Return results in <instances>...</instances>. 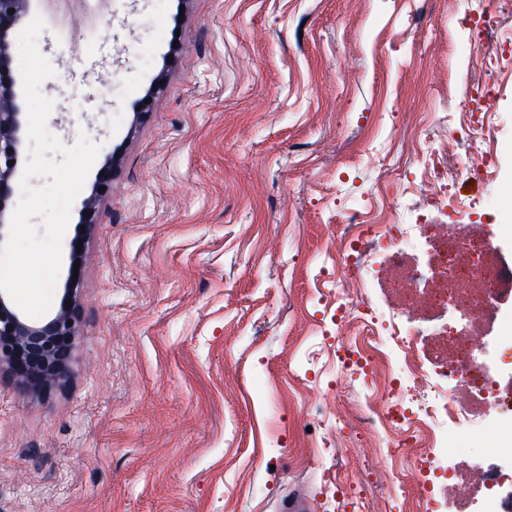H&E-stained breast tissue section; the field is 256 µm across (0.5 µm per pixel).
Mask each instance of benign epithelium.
I'll return each mask as SVG.
<instances>
[{
    "mask_svg": "<svg viewBox=\"0 0 512 512\" xmlns=\"http://www.w3.org/2000/svg\"><path fill=\"white\" fill-rule=\"evenodd\" d=\"M29 0H0V58H4V34L15 28L27 13ZM15 9L9 13V9ZM21 112L15 85L0 83V202L10 194L19 175L18 160L21 146ZM13 165H8V161ZM118 162L109 157L98 171L91 193L83 199L81 216L84 232L71 240L70 264L80 265L86 247L76 249L79 241H87L102 219L101 203L109 194ZM82 309L78 286L72 278L65 281L59 309L47 319L32 323L0 292V374L9 375L23 390L40 395L64 385L72 374L71 360L78 336Z\"/></svg>",
    "mask_w": 512,
    "mask_h": 512,
    "instance_id": "7a95c632",
    "label": "benign epithelium"
}]
</instances>
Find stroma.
Segmentation results:
<instances>
[{
	"mask_svg": "<svg viewBox=\"0 0 512 512\" xmlns=\"http://www.w3.org/2000/svg\"><path fill=\"white\" fill-rule=\"evenodd\" d=\"M105 2L97 30L37 39L49 133L119 167L71 379L33 396L0 376V512H278L295 490L313 512H409L440 474L398 491L386 443L336 423L337 385L366 382L339 363L336 215L409 223L419 168L448 153L452 223L512 263V11L481 32L466 0ZM486 83L496 96L470 99ZM476 122L488 174L448 130ZM478 341L512 380V300ZM510 423L487 405L437 465L512 477Z\"/></svg>",
	"mask_w": 512,
	"mask_h": 512,
	"instance_id": "obj_1",
	"label": "stroma"
}]
</instances>
